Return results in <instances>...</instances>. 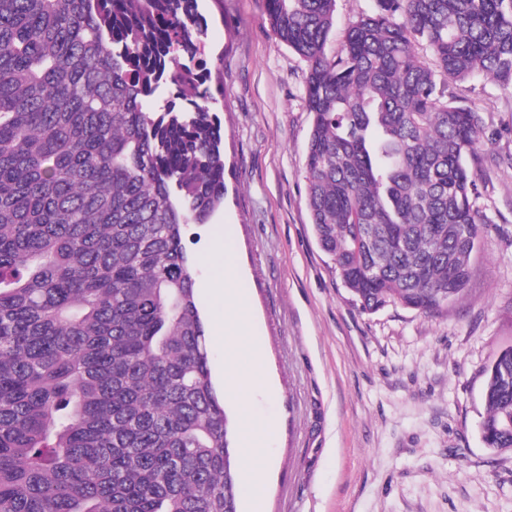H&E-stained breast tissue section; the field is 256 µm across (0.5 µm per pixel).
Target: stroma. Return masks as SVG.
Segmentation results:
<instances>
[{"label":"stroma","instance_id":"1","mask_svg":"<svg viewBox=\"0 0 512 512\" xmlns=\"http://www.w3.org/2000/svg\"><path fill=\"white\" fill-rule=\"evenodd\" d=\"M375 0H336L325 46ZM197 59L224 93V205L184 243L223 388L234 368H264L247 409L226 396L231 447L241 426L266 512H512V451L484 447V370L512 345V90L476 75L449 81L481 130L467 163L488 231L462 297L424 315L361 312L320 249L307 207L306 62L273 34L265 0H199Z\"/></svg>","mask_w":512,"mask_h":512}]
</instances>
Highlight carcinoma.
I'll list each match as a JSON object with an SVG mask.
<instances>
[{"instance_id": "carcinoma-1", "label": "carcinoma", "mask_w": 512, "mask_h": 512, "mask_svg": "<svg viewBox=\"0 0 512 512\" xmlns=\"http://www.w3.org/2000/svg\"><path fill=\"white\" fill-rule=\"evenodd\" d=\"M336 0H265L308 63L307 205L365 312L445 309L487 232L453 80L512 86V0H376L325 45ZM197 0H0V512H237L186 224L224 203ZM175 88L148 111L160 84ZM479 431L512 449V346Z\"/></svg>"}]
</instances>
